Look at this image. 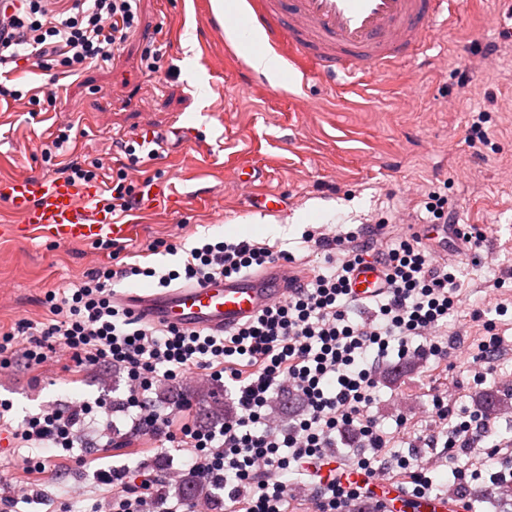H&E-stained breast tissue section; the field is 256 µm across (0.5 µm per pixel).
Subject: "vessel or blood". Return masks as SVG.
I'll return each mask as SVG.
<instances>
[{
	"label": "vessel or blood",
	"instance_id": "1",
	"mask_svg": "<svg viewBox=\"0 0 512 512\" xmlns=\"http://www.w3.org/2000/svg\"><path fill=\"white\" fill-rule=\"evenodd\" d=\"M453 0H258L256 11L234 19L237 27H262L272 46L302 75L363 80L391 74L424 56ZM0 202L37 229L68 244L121 243L136 226L112 211L102 182H73L60 176L0 179ZM291 274L280 265L232 280L156 290L140 288L116 296L117 303L153 325L221 332L251 320L272 303L287 298ZM354 295L382 293V273L368 265L356 272ZM377 512L418 503L424 512H445L450 499L436 495L413 500L395 484L374 494Z\"/></svg>",
	"mask_w": 512,
	"mask_h": 512
}]
</instances>
